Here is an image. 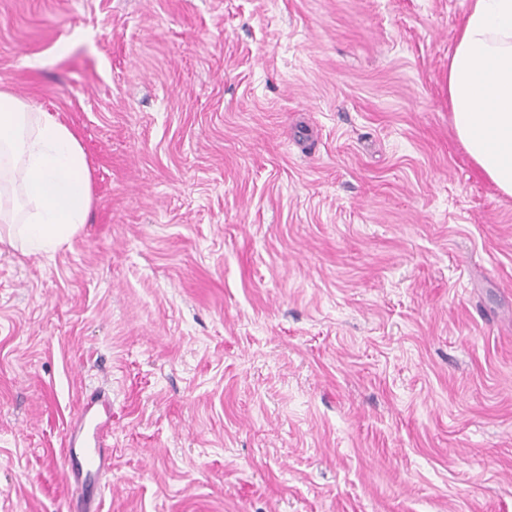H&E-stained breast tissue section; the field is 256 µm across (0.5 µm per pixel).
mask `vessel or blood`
<instances>
[{"label":"vessel or blood","mask_w":512,"mask_h":512,"mask_svg":"<svg viewBox=\"0 0 512 512\" xmlns=\"http://www.w3.org/2000/svg\"><path fill=\"white\" fill-rule=\"evenodd\" d=\"M111 432L110 421L87 411L82 412L67 437L65 458L70 477L91 483L110 468L111 457L104 450L102 440Z\"/></svg>","instance_id":"obj_1"}]
</instances>
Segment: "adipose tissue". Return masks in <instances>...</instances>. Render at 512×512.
Instances as JSON below:
<instances>
[{"instance_id":"obj_1","label":"adipose tissue","mask_w":512,"mask_h":512,"mask_svg":"<svg viewBox=\"0 0 512 512\" xmlns=\"http://www.w3.org/2000/svg\"><path fill=\"white\" fill-rule=\"evenodd\" d=\"M448 104L477 172L512 196V0H470L448 54ZM92 204L74 133L0 90V242L53 254L88 223Z\"/></svg>"}]
</instances>
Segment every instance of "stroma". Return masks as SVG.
<instances>
[{
    "instance_id": "obj_1",
    "label": "stroma",
    "mask_w": 512,
    "mask_h": 512,
    "mask_svg": "<svg viewBox=\"0 0 512 512\" xmlns=\"http://www.w3.org/2000/svg\"><path fill=\"white\" fill-rule=\"evenodd\" d=\"M468 0H0L91 172L0 244V512H512V197L448 106ZM100 401L91 400L84 406L80 418L67 437L65 458L69 477L83 483L95 482L98 477L111 467V456L103 449L102 438L112 433V424L108 419L91 415L92 408ZM90 438L94 448L82 445Z\"/></svg>"
}]
</instances>
